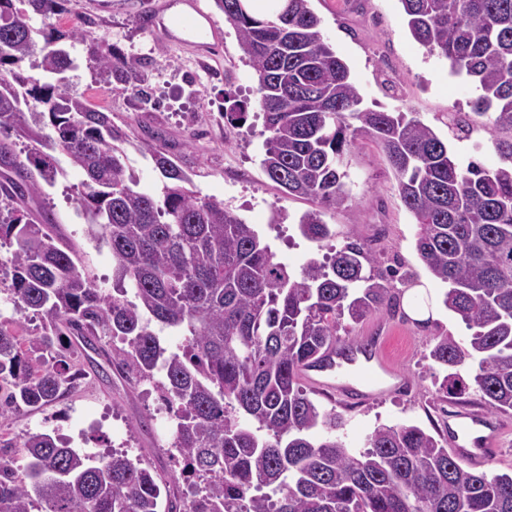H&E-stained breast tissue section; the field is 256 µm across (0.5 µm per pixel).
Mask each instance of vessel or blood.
Returning <instances> with one entry per match:
<instances>
[{
  "label": "vessel or blood",
  "instance_id": "b4317fda",
  "mask_svg": "<svg viewBox=\"0 0 512 512\" xmlns=\"http://www.w3.org/2000/svg\"><path fill=\"white\" fill-rule=\"evenodd\" d=\"M182 4V9L171 15L158 13L151 17L148 30L164 40L189 44L199 54L209 53L221 39L217 23L208 19L199 0H182ZM354 370L355 377H348L331 351L323 363L303 367L301 374L313 386L364 399L381 395L404 380L400 369L379 347L355 365ZM448 419L449 451L461 463L480 466L499 452L505 432L499 421L480 412L463 411L449 412Z\"/></svg>",
  "mask_w": 512,
  "mask_h": 512
}]
</instances>
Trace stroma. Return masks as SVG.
<instances>
[{
    "label": "stroma",
    "instance_id": "1",
    "mask_svg": "<svg viewBox=\"0 0 512 512\" xmlns=\"http://www.w3.org/2000/svg\"><path fill=\"white\" fill-rule=\"evenodd\" d=\"M162 0H70L68 11L56 23L83 28L93 21L95 36L104 44L151 59L144 96L153 100L151 111L136 109L135 96L96 83V64L81 54L79 67L69 74V90L85 97L99 110L111 113L113 123L128 136L125 149L139 187L158 193L161 176L150 159L137 149L152 137L179 158L191 174V188L199 197L223 201L247 223L290 270L322 258L325 247L341 246L348 238L371 244L381 266L398 267L415 274L434 302L433 319L418 325L412 315L376 313L360 323L344 322L338 339L381 331L386 350L408 375L407 387L367 401H348L335 393L314 389L312 398L323 409H336L347 425L349 447L363 448L367 436L381 424L412 423L441 435L456 399L439 386L445 374L429 356L439 336L467 344L468 331L442 303L445 284L431 278L415 249L417 226L403 205L397 180L385 155L369 140H358L348 156L349 200L322 212L332 232L325 247L304 238L297 226L312 201L291 196L265 174L261 160L268 136L264 118L256 107L253 69L239 46L234 28L224 21L214 0H201L205 13L219 22L222 45L214 57L197 59L189 47L152 35L144 24ZM320 17L325 38L348 65L366 107L414 113L440 137L446 138L460 162L476 160L493 168L501 159L489 135L474 131L471 138H449V113L466 112L474 96L466 76L454 75L446 59L431 54L410 34L400 0H310ZM251 100L243 127H232L224 116L225 95ZM62 174L46 188L38 203L51 208L60 229L80 250L83 263L97 286L111 291L112 254L100 235L94 234L76 201L79 181L67 159H60ZM160 401L149 384L126 383L111 369L89 373L65 400L42 409L0 417V432L22 437L46 432L67 440L71 447L115 448L142 455L159 474H180L170 458V427L160 417Z\"/></svg>",
    "mask_w": 512,
    "mask_h": 512
}]
</instances>
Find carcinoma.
Listing matches in <instances>:
<instances>
[{
	"mask_svg": "<svg viewBox=\"0 0 512 512\" xmlns=\"http://www.w3.org/2000/svg\"><path fill=\"white\" fill-rule=\"evenodd\" d=\"M68 2L0 0V242L15 246L0 260V283L9 282L17 314L42 320L24 337L0 322V417L68 395L87 375L81 359L94 353L129 383L154 382L176 423L186 489L125 451L92 455L47 433L0 434V449H13L0 455V512H512V474L473 472L416 424L382 425L363 450L347 446L342 416L311 399L300 367L320 360L343 320L396 309L395 270L356 240L288 270L252 225L188 188L189 173L160 145L139 151L162 189L139 190L127 134L71 94L66 73L77 68V43L114 90H138L147 62L103 47L90 31L32 25L63 15ZM400 2L415 40L474 86L473 111L448 113V135L466 140L483 128L500 166H463L417 117L363 107L309 0H275L262 14L251 0L215 5L254 70L270 132L264 171L318 206L300 217V233L316 243L331 237L321 210L348 201L344 159L357 137L370 138L415 218L419 258L447 286L443 305L471 331L467 348L444 336L430 350L449 370L440 389L460 398L473 387L488 411L508 413L512 0ZM226 101L230 124L246 122L250 103ZM31 102L28 121L22 106ZM57 152L81 174L76 201L112 251V294L80 267L55 213L26 208L54 184ZM154 321L181 329L184 344L163 348ZM107 336L125 347H107ZM467 360L477 363L468 380L459 371Z\"/></svg>",
	"mask_w": 512,
	"mask_h": 512,
	"instance_id": "cac0c4a2",
	"label": "carcinoma"
}]
</instances>
